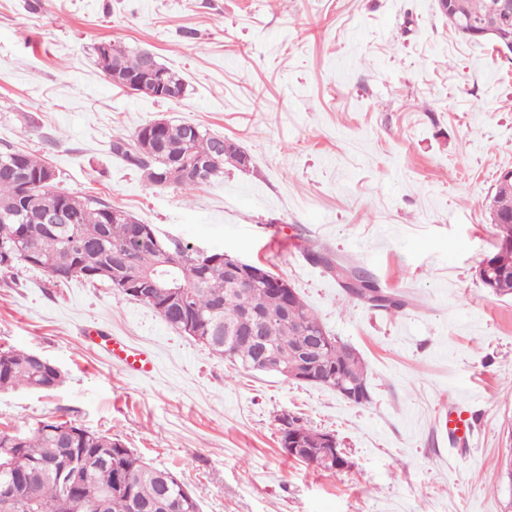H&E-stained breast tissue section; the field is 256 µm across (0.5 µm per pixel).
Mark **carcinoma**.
I'll return each instance as SVG.
<instances>
[{
    "label": "carcinoma",
    "mask_w": 512,
    "mask_h": 512,
    "mask_svg": "<svg viewBox=\"0 0 512 512\" xmlns=\"http://www.w3.org/2000/svg\"><path fill=\"white\" fill-rule=\"evenodd\" d=\"M503 0H459L460 14L478 22L499 16ZM146 50H128L115 45L114 53L96 54L102 71L110 78L133 84L142 74ZM112 154L142 171L153 185L168 183L183 190L201 185L187 174L169 181L176 168L192 163L207 165L208 181L224 174V137L188 123L169 122L155 131L152 123L141 126L130 139L112 141ZM47 165L39 157L20 151L0 152V269L9 273L19 264L40 268L58 282L81 278L90 282L125 281L130 287L120 294L157 312L168 324L182 330L191 320L200 329L195 340L235 367L256 370L262 348H267L280 366L292 365L307 341L301 329L318 332L322 323L307 303L298 317L279 320L266 346L246 336H234L243 305L259 315L278 314L287 299L266 284L235 280L224 253H200L189 245L167 244L154 229L141 234L136 225L112 218V207L65 192L52 191L44 183ZM65 208L69 223L56 227L43 221L44 211ZM492 207L512 217V185L498 186ZM174 263L165 264V254ZM308 258L333 272L331 253L311 249ZM358 282L344 288L351 297L372 309L400 311L405 302L377 288L374 278L359 266H351ZM164 274L187 294L186 306L168 304V296L140 286L138 279ZM490 292L512 296V268L482 281ZM27 350H0V392L18 387L52 391L63 382L54 364L36 359ZM319 370L336 384V371L348 369L350 376L367 386V372L360 356L329 335L314 353ZM326 432L314 429L297 416H289L282 441L297 438L317 449ZM71 493L86 499L84 512H200L193 493L171 472L151 466L118 438L88 431L68 422L42 421L27 431H0V485L12 484V512H70L65 485L72 476Z\"/></svg>",
    "instance_id": "carcinoma-1"
}]
</instances>
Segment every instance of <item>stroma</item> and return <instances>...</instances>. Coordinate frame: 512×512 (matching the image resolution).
I'll list each match as a JSON object with an SVG mask.
<instances>
[{"label":"stroma","mask_w":512,"mask_h":512,"mask_svg":"<svg viewBox=\"0 0 512 512\" xmlns=\"http://www.w3.org/2000/svg\"><path fill=\"white\" fill-rule=\"evenodd\" d=\"M109 39L186 81L177 101L116 87ZM190 122L237 142L248 169L193 190L154 186L112 154L144 124ZM41 157L54 190L285 277L360 353L370 400L236 369L105 284L0 275V349L65 380L0 392V430L70 422L173 472L202 512H505L512 491V299L483 288L485 204L512 169V54L462 39L437 0H0V151ZM404 295L396 314L349 296L310 247ZM151 351L128 373L85 328ZM468 418L460 437L449 413ZM294 414L351 466L321 471L279 444Z\"/></svg>","instance_id":"35a3bbf8"}]
</instances>
